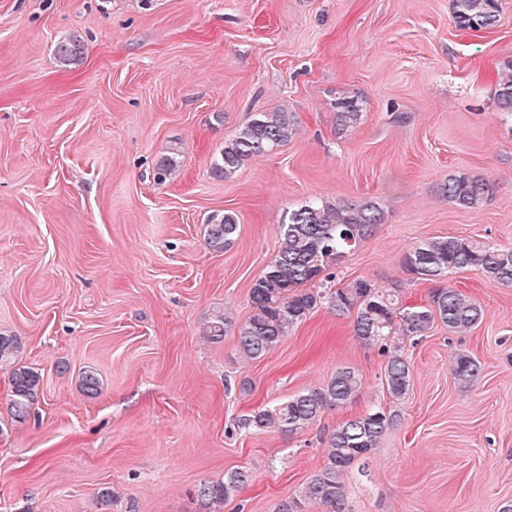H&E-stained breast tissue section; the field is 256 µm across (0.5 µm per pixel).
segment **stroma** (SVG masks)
<instances>
[{
    "mask_svg": "<svg viewBox=\"0 0 512 512\" xmlns=\"http://www.w3.org/2000/svg\"><path fill=\"white\" fill-rule=\"evenodd\" d=\"M499 4L494 27L471 31L451 0H0V333L42 377L18 423L0 370V512H101L105 486L112 512H210L201 484L239 468L253 482L224 512H276L325 465L338 425L379 405L399 419L367 474L346 473L345 512L512 502V287L475 269L445 277L485 317L406 340L401 400L378 348L324 304L256 360L235 332L201 334L214 310L251 315L282 224L312 199L379 203L335 282L362 277L409 304L431 289L403 265L421 241L512 248V115L494 104L512 0ZM73 37L85 55L64 69L55 49ZM346 93L363 114L342 132ZM276 108L296 116L294 137L212 175L225 140ZM172 152L177 171L155 181ZM461 172L492 184L479 208L442 196ZM224 211L240 233L215 252L205 224ZM460 352L481 366L467 388L451 372ZM341 368L362 380L346 405L292 435L246 425ZM86 370L97 397L80 389Z\"/></svg>",
    "mask_w": 512,
    "mask_h": 512,
    "instance_id": "stroma-1",
    "label": "stroma"
}]
</instances>
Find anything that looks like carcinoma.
Here are the masks:
<instances>
[{
	"label": "carcinoma",
	"instance_id": "carcinoma-1",
	"mask_svg": "<svg viewBox=\"0 0 512 512\" xmlns=\"http://www.w3.org/2000/svg\"><path fill=\"white\" fill-rule=\"evenodd\" d=\"M498 0H452L456 25L464 30L486 29L498 21ZM83 46L76 40L56 46L60 66L78 61ZM500 113L512 112V60L504 64L494 93ZM336 125L344 131L355 127L362 116V104L354 96L343 95L336 101ZM293 113L278 108L257 113L236 134L224 141V148L211 163L212 173L222 179L232 177L248 160L266 154L287 143L295 132ZM178 167L172 155L162 157L156 166V178L167 179ZM490 184L480 176L460 173L448 178L442 194L462 209L483 205ZM383 220L379 204L373 200L358 203L308 202L290 212L282 225L279 249L265 271L253 282L249 299L252 314L235 324L222 310L206 319L202 335L218 341L235 330L239 352L248 359H259L274 350L293 328L312 311L327 304L336 315L352 318L354 335L366 346H377L386 358L384 382L394 399L403 397L411 385L412 369L402 350L406 338L424 335L436 323L452 333H463L483 321L485 311L479 302L461 291L438 286L424 304L403 305L399 289H381L364 278H356L333 288L316 284L333 277L328 268L338 264L357 248ZM234 213L226 211L210 216L206 224V245L220 252L239 232ZM408 272L417 279L437 283L453 271L476 268L490 281L512 286V249L495 247L467 237H434L415 245L405 257ZM21 341L0 334V367L10 369L11 419H27L40 390V374L21 364ZM481 367L471 356L460 353L453 358L452 375L468 387L478 379ZM355 371H336L322 386L308 389L271 408H262L246 419L257 430L277 429L295 433L313 424L328 409L345 404L361 389ZM81 390L89 397L100 393L97 375L82 374ZM398 414L374 407L364 414L344 420L328 440L327 462L304 484L299 494L280 501L276 512H305L317 504L323 512H343L344 475L353 464L365 468L366 461ZM253 481L246 469H237L224 480L205 484L201 495L221 512L224 502L237 496Z\"/></svg>",
	"mask_w": 512,
	"mask_h": 512
}]
</instances>
